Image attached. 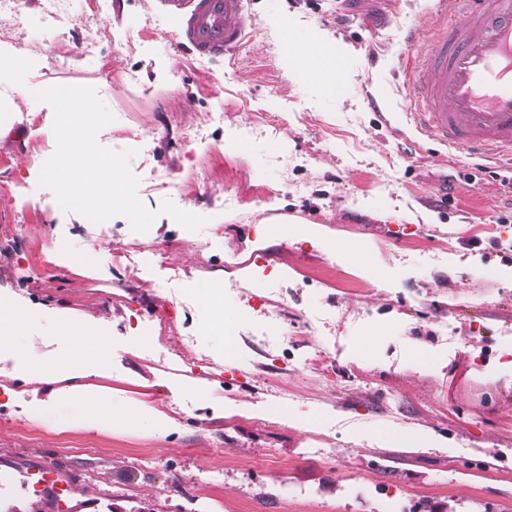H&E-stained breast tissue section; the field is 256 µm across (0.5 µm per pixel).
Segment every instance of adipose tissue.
Wrapping results in <instances>:
<instances>
[{"label":"adipose tissue","mask_w":512,"mask_h":512,"mask_svg":"<svg viewBox=\"0 0 512 512\" xmlns=\"http://www.w3.org/2000/svg\"><path fill=\"white\" fill-rule=\"evenodd\" d=\"M57 325L61 334L68 336L72 346L83 351L84 358L79 362L63 360L49 366L39 362L32 352L18 357L19 369L14 372V379L49 389L48 399L33 398L32 411L35 415L50 413L64 403L70 408L68 424L85 431L131 428L144 422L155 424L162 430L171 428L170 418L144 402L137 403L123 414L113 411L111 388L98 383L99 378L108 372L110 338L104 324L62 313L58 316Z\"/></svg>","instance_id":"1"}]
</instances>
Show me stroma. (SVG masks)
Wrapping results in <instances>:
<instances>
[{
    "instance_id": "1",
    "label": "stroma",
    "mask_w": 512,
    "mask_h": 512,
    "mask_svg": "<svg viewBox=\"0 0 512 512\" xmlns=\"http://www.w3.org/2000/svg\"><path fill=\"white\" fill-rule=\"evenodd\" d=\"M65 7L68 30L49 0L0 8V55L20 64L0 79V295L41 314L0 370L30 346L70 355L56 313L100 320L115 409L144 401L175 426L83 431L0 393V512H57L41 468L71 512H512V178L404 115L406 38L440 23L437 0H250L256 36L232 59L180 49L156 0ZM290 33L340 51L336 91L289 64ZM59 85L113 113L98 141L133 150L148 232L39 186L56 139L32 91ZM166 200L207 224L184 229ZM208 284L223 292L205 303ZM223 306L231 356L207 330ZM418 428L449 448L374 440Z\"/></svg>"
}]
</instances>
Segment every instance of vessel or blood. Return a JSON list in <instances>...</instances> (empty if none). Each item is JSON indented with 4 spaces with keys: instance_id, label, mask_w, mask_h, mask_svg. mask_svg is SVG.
Wrapping results in <instances>:
<instances>
[{
    "instance_id": "1",
    "label": "vessel or blood",
    "mask_w": 512,
    "mask_h": 512,
    "mask_svg": "<svg viewBox=\"0 0 512 512\" xmlns=\"http://www.w3.org/2000/svg\"><path fill=\"white\" fill-rule=\"evenodd\" d=\"M250 0H162L182 47L217 58L254 35ZM422 49L410 37L407 118L461 157H512V0H440Z\"/></svg>"
}]
</instances>
